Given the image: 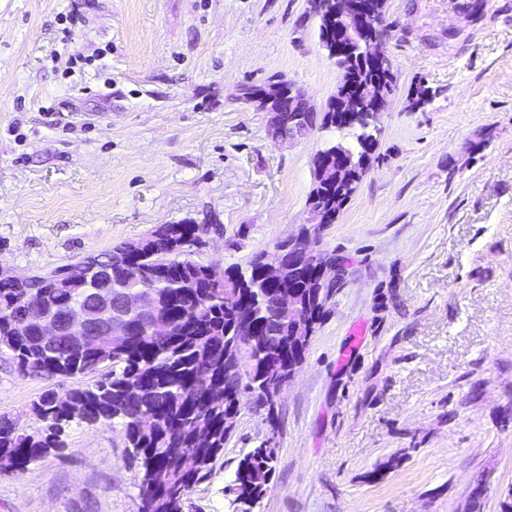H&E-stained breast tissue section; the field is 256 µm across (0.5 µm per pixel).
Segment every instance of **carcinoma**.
I'll return each mask as SVG.
<instances>
[{
    "mask_svg": "<svg viewBox=\"0 0 512 512\" xmlns=\"http://www.w3.org/2000/svg\"><path fill=\"white\" fill-rule=\"evenodd\" d=\"M341 84L356 88L374 78L360 61H341ZM325 129L353 132L355 143H329L313 161V189L309 206L336 213L351 198L370 161L377 128L360 119ZM197 225L188 220L159 224L152 236L136 242V256L124 266H112L114 309L124 294L141 292L155 303V311L171 326L167 340L158 343L144 334L145 322L132 319L133 335L127 347L104 359L95 339L82 345L62 340L48 351L35 331L21 334L15 325L41 296L50 294L51 306L63 309L86 300L89 288L99 284L89 265L69 266L72 287L22 288L0 278V351L11 355L23 372L46 378H73L110 365L97 382L68 390L64 396L45 392L33 402L32 412L46 428L31 433L13 421L0 419V457L11 461L15 473L65 447L66 430L75 420L88 425L101 421L123 426L129 459L138 466L139 500L145 512H182L187 492L203 481L223 454L230 433L225 416L239 412L242 398L251 393L262 399L272 381L288 378V362L302 363L308 347L306 333L296 334L279 289L259 281L261 251L246 268L231 266L220 272L190 258L200 245ZM252 310V322L264 335L242 352L237 329ZM83 405L76 418L69 401ZM272 448L262 444L238 462L225 487L237 512H252L267 494L275 470Z\"/></svg>",
    "mask_w": 512,
    "mask_h": 512,
    "instance_id": "obj_1",
    "label": "carcinoma"
}]
</instances>
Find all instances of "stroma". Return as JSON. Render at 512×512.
<instances>
[{"mask_svg": "<svg viewBox=\"0 0 512 512\" xmlns=\"http://www.w3.org/2000/svg\"><path fill=\"white\" fill-rule=\"evenodd\" d=\"M397 75L377 148L317 251L347 277L276 405L243 397L183 512L261 443L255 512H503L512 502V0H386ZM281 76L317 109L340 71L307 0H0V264L48 272L187 219L193 260L246 266L309 216L321 126L284 144L238 92ZM429 98L415 109L416 87ZM0 353V416L33 431L46 391ZM120 424L0 473V512H137ZM400 466L375 476L392 455Z\"/></svg>", "mask_w": 512, "mask_h": 512, "instance_id": "obj_1", "label": "stroma"}]
</instances>
